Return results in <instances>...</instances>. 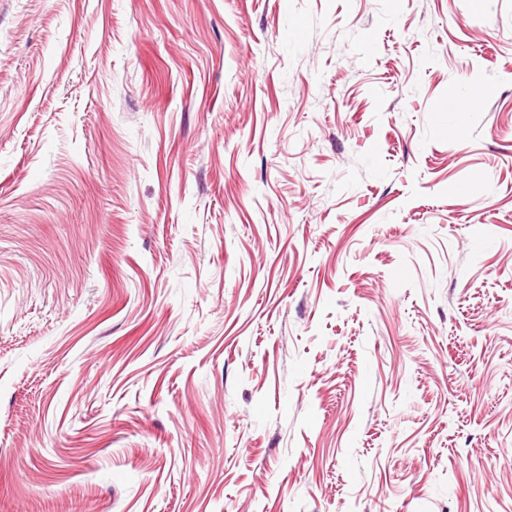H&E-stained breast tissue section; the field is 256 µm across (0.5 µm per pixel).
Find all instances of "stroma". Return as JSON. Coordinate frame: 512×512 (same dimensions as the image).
Masks as SVG:
<instances>
[{
    "instance_id": "obj_1",
    "label": "stroma",
    "mask_w": 512,
    "mask_h": 512,
    "mask_svg": "<svg viewBox=\"0 0 512 512\" xmlns=\"http://www.w3.org/2000/svg\"><path fill=\"white\" fill-rule=\"evenodd\" d=\"M0 512H512V0H0Z\"/></svg>"
}]
</instances>
